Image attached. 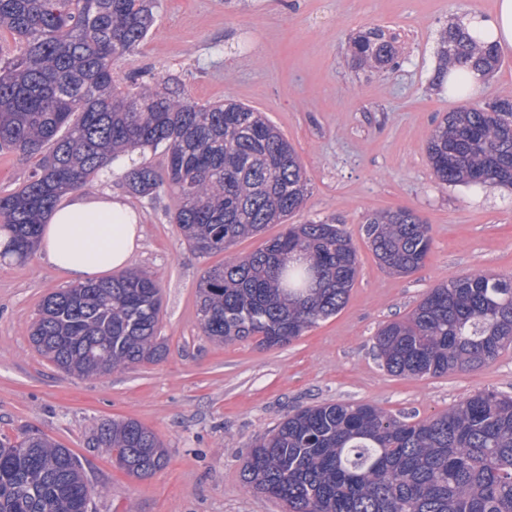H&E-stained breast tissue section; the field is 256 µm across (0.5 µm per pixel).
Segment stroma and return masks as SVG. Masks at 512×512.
I'll return each mask as SVG.
<instances>
[{
	"label": "stroma",
	"instance_id": "1",
	"mask_svg": "<svg viewBox=\"0 0 512 512\" xmlns=\"http://www.w3.org/2000/svg\"><path fill=\"white\" fill-rule=\"evenodd\" d=\"M494 0H160L139 51L115 64L131 80L176 79L195 102L247 104L298 153L310 194L294 223L333 218L349 231L359 273L345 306L287 346L218 345L199 327L197 286L224 261L184 242L167 213L169 192L128 196L121 179L99 178L91 196L127 197L145 227L133 260L157 280L159 362L89 379L58 371L31 346L43 298L66 278L38 253L0 261V433L41 432L84 463L92 512H283L248 492L240 470L251 443L293 410L326 402L371 404L412 421L444 412L478 390L512 396V346L493 362L438 377L388 373L373 342L385 323L409 314L425 293L474 269L512 275V190L475 196L435 179L427 158L435 126L456 106L434 83L450 20ZM381 30L392 65L352 61L353 38ZM409 209L432 244L413 274L377 262L361 226L375 211ZM132 418L168 450L154 476H128L86 439L99 423Z\"/></svg>",
	"mask_w": 512,
	"mask_h": 512
}]
</instances>
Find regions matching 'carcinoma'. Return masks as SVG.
Here are the masks:
<instances>
[{
    "instance_id": "carcinoma-1",
    "label": "carcinoma",
    "mask_w": 512,
    "mask_h": 512,
    "mask_svg": "<svg viewBox=\"0 0 512 512\" xmlns=\"http://www.w3.org/2000/svg\"><path fill=\"white\" fill-rule=\"evenodd\" d=\"M157 0H0V150L49 149L18 189L0 195V259L35 251L43 216L68 192L128 156L120 178L168 213L187 245L221 253L302 208L309 188L293 146L258 110L199 104L165 83L119 86L115 62L135 54ZM355 59L376 68L395 57L376 31L356 37ZM442 73L468 64L494 72L498 53L452 24ZM161 152L162 169L145 159ZM443 185L512 186V98L447 114L427 144ZM363 233L379 265L410 275L431 247L430 227L408 209L377 211ZM359 259L332 220L291 224L245 256L209 267L197 295L199 325L218 344L283 347L347 303ZM157 281L130 270L44 297L29 330L36 351L68 375L100 376L157 362ZM512 345V275L475 269L429 289L402 321L382 325L374 348L395 376L437 377L495 360ZM103 448L128 475L149 478L167 448L133 419L97 425ZM244 487L284 512H512V397L479 390L447 411L408 421L370 404L300 408L248 449ZM82 460L42 433L0 434V512H88Z\"/></svg>"
}]
</instances>
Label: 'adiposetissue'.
<instances>
[{"instance_id":"adipose-tissue-1","label":"adipose tissue","mask_w":512,"mask_h":512,"mask_svg":"<svg viewBox=\"0 0 512 512\" xmlns=\"http://www.w3.org/2000/svg\"><path fill=\"white\" fill-rule=\"evenodd\" d=\"M465 24L471 36L512 50V0H496L491 11L470 13ZM445 82L449 99L462 105L491 89L485 75L467 68L449 69ZM142 239L139 216L125 201L74 190L45 217L39 249L77 284L128 267Z\"/></svg>"}]
</instances>
